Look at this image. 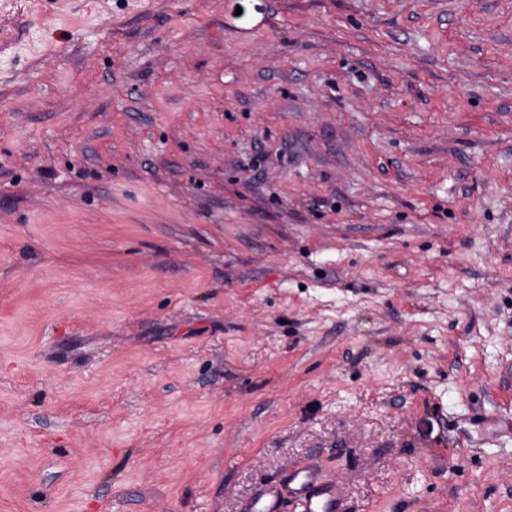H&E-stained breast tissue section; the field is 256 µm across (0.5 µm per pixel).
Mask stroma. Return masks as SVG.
Returning <instances> with one entry per match:
<instances>
[{"label":"stroma","mask_w":512,"mask_h":512,"mask_svg":"<svg viewBox=\"0 0 512 512\" xmlns=\"http://www.w3.org/2000/svg\"><path fill=\"white\" fill-rule=\"evenodd\" d=\"M512 0H0V512H512ZM288 492L298 502L300 512H342L336 487L311 468L288 470ZM249 512H281L282 498L277 486L270 485L249 504Z\"/></svg>","instance_id":"obj_1"}]
</instances>
